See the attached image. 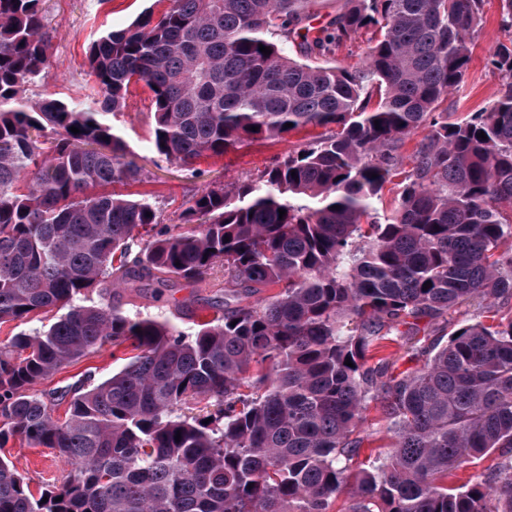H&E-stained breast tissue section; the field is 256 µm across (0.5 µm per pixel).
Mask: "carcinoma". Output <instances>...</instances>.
<instances>
[{"instance_id": "1", "label": "carcinoma", "mask_w": 512, "mask_h": 512, "mask_svg": "<svg viewBox=\"0 0 512 512\" xmlns=\"http://www.w3.org/2000/svg\"><path fill=\"white\" fill-rule=\"evenodd\" d=\"M169 2L92 42L97 109L31 101L50 64L43 0H0V325L56 313L0 341V512H332L342 496L343 512H512V0L490 55L503 91L462 119L438 108L464 85L485 0H343L314 35L315 0ZM363 31L365 61L337 65ZM140 80L155 151L185 171L258 138L329 133L161 224L149 200L109 191L144 174L107 119ZM181 281L224 295V315L186 332L111 302ZM473 301L508 316L412 341L419 320ZM390 336L423 365H367ZM127 342L111 377L37 389ZM371 399L395 443L358 469ZM15 439L54 449L60 482L33 493L1 454ZM496 451L487 475L442 483Z\"/></svg>"}]
</instances>
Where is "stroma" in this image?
<instances>
[{"label":"stroma","instance_id":"stroma-1","mask_svg":"<svg viewBox=\"0 0 512 512\" xmlns=\"http://www.w3.org/2000/svg\"><path fill=\"white\" fill-rule=\"evenodd\" d=\"M45 24L51 35L50 65L42 78L31 87L29 96L38 100L53 95L66 99L83 98L90 83L87 49L99 35L110 29H123L144 11L161 13L163 0H44ZM498 0H485L482 30L475 40L472 60L465 77L463 92L450 95L446 105L453 117L460 118L488 107L500 94L501 77L487 64L490 50L502 34L498 27ZM152 95L145 85L132 87L127 106L110 122L122 137L130 152L145 168L142 181L116 185V192L148 198L160 212L165 224L177 223L182 205L199 188L211 182L231 184L244 181L270 168L288 151L315 140L321 128L307 127L276 139H258L221 155L207 154L196 159L191 171L166 162L153 149ZM124 311L135 314H153L158 309L166 312L182 311V328L209 323L222 316L220 302L200 301L196 290L187 283L165 291L162 300L127 287L119 296ZM128 355L126 347L105 345L101 352L81 359L61 370L44 386L64 390L84 373H92L103 380L118 371ZM5 454L23 475L32 478L34 485L61 474L63 464L47 448H30L17 442H8Z\"/></svg>","mask_w":512,"mask_h":512}]
</instances>
